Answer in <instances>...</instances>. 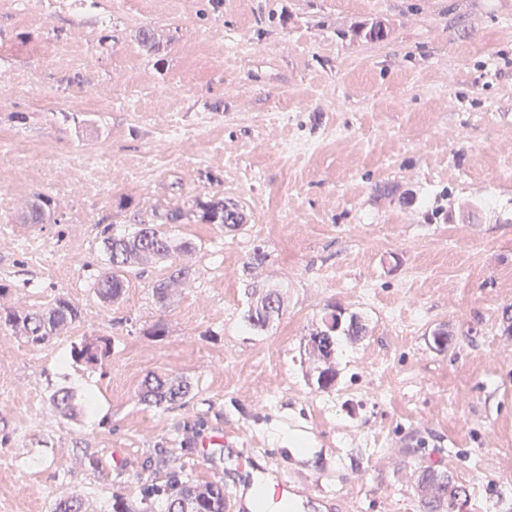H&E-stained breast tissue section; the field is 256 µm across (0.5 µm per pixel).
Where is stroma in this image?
<instances>
[{
	"label": "stroma",
	"mask_w": 512,
	"mask_h": 512,
	"mask_svg": "<svg viewBox=\"0 0 512 512\" xmlns=\"http://www.w3.org/2000/svg\"><path fill=\"white\" fill-rule=\"evenodd\" d=\"M39 194L50 215L25 223ZM214 195L247 222L173 225L194 248L169 306L159 265L95 296L104 228ZM1 283L0 310L63 294L82 319L38 347L0 329V512L67 493L136 508L174 474L239 492L236 455L309 512H420L428 465L469 484L472 512H507L512 0H0ZM250 288L284 299L260 333ZM329 304L367 333L320 393L304 345ZM159 318L168 335L145 336ZM100 336L105 367L71 360ZM153 373L190 395L140 403Z\"/></svg>",
	"instance_id": "obj_1"
}]
</instances>
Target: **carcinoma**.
Returning a JSON list of instances; mask_svg holds the SVG:
<instances>
[{
  "instance_id": "obj_1",
  "label": "carcinoma",
  "mask_w": 512,
  "mask_h": 512,
  "mask_svg": "<svg viewBox=\"0 0 512 512\" xmlns=\"http://www.w3.org/2000/svg\"><path fill=\"white\" fill-rule=\"evenodd\" d=\"M199 218L204 224H217L222 228L240 229L244 225L243 211L224 203L222 198H212L196 203ZM184 212L168 210L160 216L158 224H139L124 234L108 235L103 243L108 254V267L95 282V293L105 301H114L125 294L129 287V274L139 266L173 258L182 251L194 248L187 240H178L165 230L169 224H180ZM189 276V269L174 267L168 277L153 285L152 292L157 303L165 307L169 300V282ZM281 299L278 290L270 289L262 300L252 303L243 314V325L255 332L264 331L270 323L279 318ZM343 310L327 307L321 318V328L309 336L308 345L312 353L324 361L335 354L338 337L359 339L365 333L364 324L355 315L342 318ZM79 308L65 295L59 294L45 306L26 312L8 311L0 314V326L10 328L23 335L26 343L40 346L59 331L79 322ZM112 353V341L106 336L92 341L74 344L70 357L76 363L102 365ZM336 381V369L331 366L317 369V389L326 391ZM190 392L187 381L154 375L146 378L139 390L140 401L157 408H167L181 401ZM422 512H464L469 497L468 486L456 480L446 470L432 466L420 471L413 483ZM166 497L164 512H224V482L214 480L197 485L190 479L176 478L161 491ZM110 512H154L149 501L141 509H133L124 498L116 496L109 504ZM53 512H81V500L74 495H63L55 503Z\"/></svg>"
}]
</instances>
